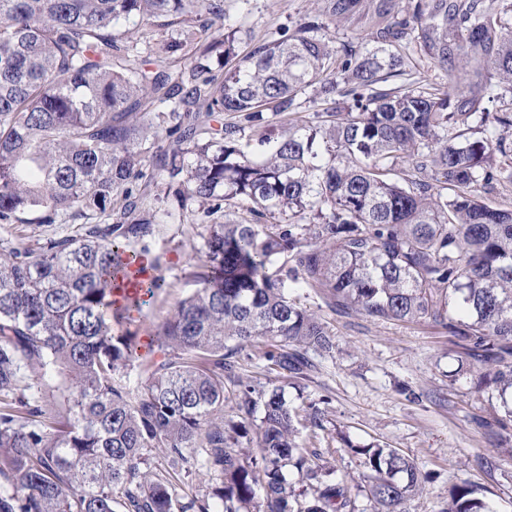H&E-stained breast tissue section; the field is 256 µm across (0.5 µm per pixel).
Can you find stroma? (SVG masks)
<instances>
[{
	"instance_id": "stroma-1",
	"label": "stroma",
	"mask_w": 512,
	"mask_h": 512,
	"mask_svg": "<svg viewBox=\"0 0 512 512\" xmlns=\"http://www.w3.org/2000/svg\"><path fill=\"white\" fill-rule=\"evenodd\" d=\"M324 6L325 0H224V20L247 29L248 40L238 46L244 53L272 32L322 13ZM138 204L155 222L128 250L148 259L152 274L164 281L134 316L139 336L147 337L195 290L205 225L249 224L253 215L243 202L207 214L197 202L176 195L159 169ZM90 225L80 217L64 224H0V249L22 235L43 244ZM304 303L330 324L336 350L314 357L304 392L290 387L286 395L292 401H326L324 430H301L298 442L323 451L328 467L351 486L356 512H372L373 506L363 480L364 458L353 448L373 442L408 456L426 477L421 492L407 501V512H442L450 487L465 481L482 486L492 512H512V461L481 426L492 410L476 391L473 374L460 370L459 350L448 335L422 323L334 313L312 291Z\"/></svg>"
}]
</instances>
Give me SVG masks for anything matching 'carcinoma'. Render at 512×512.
Instances as JSON below:
<instances>
[{"label": "carcinoma", "instance_id": "carcinoma-1", "mask_svg": "<svg viewBox=\"0 0 512 512\" xmlns=\"http://www.w3.org/2000/svg\"><path fill=\"white\" fill-rule=\"evenodd\" d=\"M359 2L327 0L241 56L211 34L222 0H0V224L110 221L0 250V512H355L349 485L296 443L285 397L310 354L336 347L304 289L333 312L456 338L504 409L496 447L512 449V206L484 197L512 183V111L494 108L512 92V0H378L373 48L331 46ZM411 43L470 95L385 87ZM308 89L328 104L314 121L266 129ZM224 112L238 121L212 127ZM161 129L176 148L156 156ZM156 157L185 198L210 214L247 202L254 222L206 225L197 288L132 387L137 336L116 321L139 301L115 309L112 293L123 240L151 223L136 188ZM256 338L267 381L237 380L227 423L224 378ZM304 421L324 429V409ZM357 452L376 512H404L422 486L413 461ZM197 469L206 489L179 499ZM441 512L490 509L465 482Z\"/></svg>", "mask_w": 512, "mask_h": 512}]
</instances>
